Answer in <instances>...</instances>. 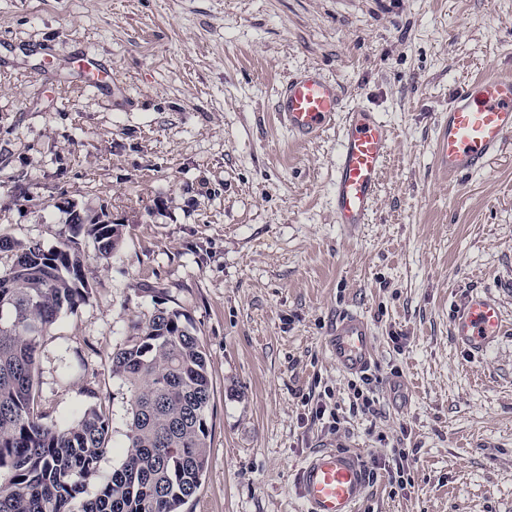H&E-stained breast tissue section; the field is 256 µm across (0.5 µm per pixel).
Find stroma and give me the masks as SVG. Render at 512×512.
Segmentation results:
<instances>
[{"label": "stroma", "instance_id": "obj_1", "mask_svg": "<svg viewBox=\"0 0 512 512\" xmlns=\"http://www.w3.org/2000/svg\"><path fill=\"white\" fill-rule=\"evenodd\" d=\"M82 54L111 89L81 82ZM306 67L394 132L353 230L333 215L339 126L303 141L276 116ZM497 72L512 0H0V233L55 248L74 207L122 231L106 261L83 241L90 298L41 341L46 423L103 404L110 476L127 403L108 359L177 309L213 384L209 466L182 512H304L298 472L322 449L377 467L358 512H512V332L480 355L450 334L474 289L512 325V145L457 181L433 152L456 87ZM349 311L372 326L370 413L327 347Z\"/></svg>", "mask_w": 512, "mask_h": 512}]
</instances>
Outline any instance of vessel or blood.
I'll return each instance as SVG.
<instances>
[{"label": "vessel or blood", "instance_id": "1", "mask_svg": "<svg viewBox=\"0 0 512 512\" xmlns=\"http://www.w3.org/2000/svg\"><path fill=\"white\" fill-rule=\"evenodd\" d=\"M278 115L295 136L309 139L340 125L333 212L337 223H368L377 197L380 172L389 154L393 132L377 113L346 107L339 86L317 69L288 76L278 92ZM512 136V74H493L464 82L437 122L434 155L449 179L483 171L504 150ZM507 329L497 298L468 294L451 318L457 345L483 352ZM372 329L357 312L340 316L328 338L337 366L361 374L373 364ZM369 475L356 452L325 450L312 455L299 471L298 491L306 512H358Z\"/></svg>", "mask_w": 512, "mask_h": 512}]
</instances>
